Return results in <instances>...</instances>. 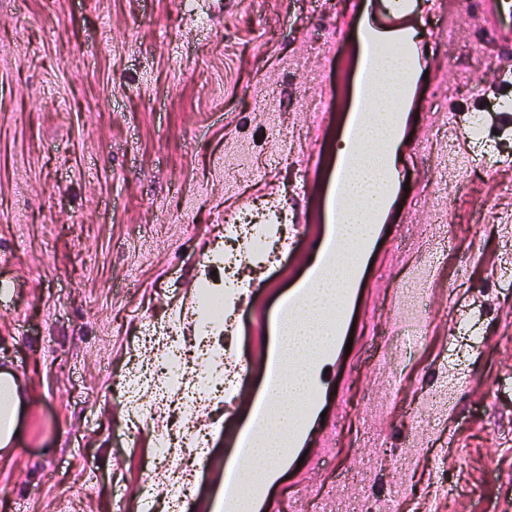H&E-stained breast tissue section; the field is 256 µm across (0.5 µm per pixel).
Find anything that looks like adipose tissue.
<instances>
[{"label":"adipose tissue","instance_id":"ef3b65f1","mask_svg":"<svg viewBox=\"0 0 512 512\" xmlns=\"http://www.w3.org/2000/svg\"><path fill=\"white\" fill-rule=\"evenodd\" d=\"M419 7V0H382L383 14L397 18V26L365 21L359 29L360 78L353 109L361 117L348 124L338 146L329 204V221L337 227L339 247L293 313L275 322L276 355L285 370L270 397L269 424L236 470L253 497L232 502L231 512H253L255 496L263 493L297 442L315 372L323 352L336 342V329L358 278L364 247L372 239L374 225L384 222L392 205L407 112L427 69L417 52L425 30L400 25L399 20ZM237 300V293L225 290L223 283L202 280L196 319L206 324L207 335L223 334L222 306Z\"/></svg>","mask_w":512,"mask_h":512}]
</instances>
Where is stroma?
<instances>
[{
    "instance_id": "1",
    "label": "stroma",
    "mask_w": 512,
    "mask_h": 512,
    "mask_svg": "<svg viewBox=\"0 0 512 512\" xmlns=\"http://www.w3.org/2000/svg\"><path fill=\"white\" fill-rule=\"evenodd\" d=\"M361 0H0V368L29 387L0 512H137L159 430L192 421L177 459L190 512H214L234 442L265 400L271 321L308 276L328 227L336 148L352 104ZM467 0H430L431 49L412 101L401 210L365 251L348 318L363 346L327 377L300 448L260 512H512V48L472 31ZM456 43H449V29ZM270 97V127L254 107ZM491 110L482 144L471 117ZM246 178L226 179L227 169ZM280 201L270 256L244 263L227 341L231 400L172 395L154 416L126 382L148 372L149 325L180 317L185 345L224 216ZM427 297L416 308L410 298ZM377 467L352 483L364 449ZM96 476L86 492L88 476Z\"/></svg>"
}]
</instances>
